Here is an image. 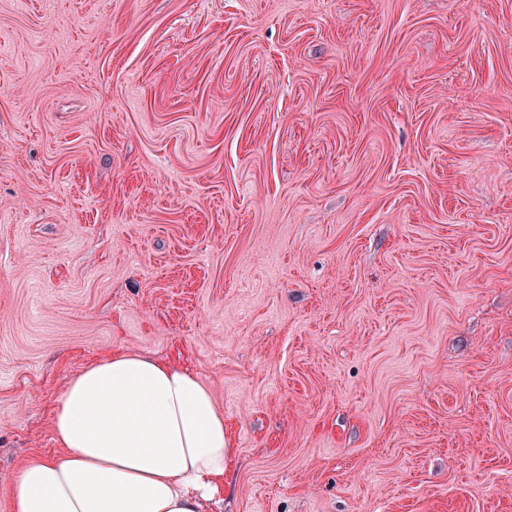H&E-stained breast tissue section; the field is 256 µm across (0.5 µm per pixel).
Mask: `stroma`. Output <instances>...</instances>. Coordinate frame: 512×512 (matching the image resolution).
Returning a JSON list of instances; mask_svg holds the SVG:
<instances>
[{"label": "stroma", "mask_w": 512, "mask_h": 512, "mask_svg": "<svg viewBox=\"0 0 512 512\" xmlns=\"http://www.w3.org/2000/svg\"><path fill=\"white\" fill-rule=\"evenodd\" d=\"M115 351L203 512H512V0H0V512Z\"/></svg>", "instance_id": "1"}]
</instances>
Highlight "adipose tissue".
Returning <instances> with one entry per match:
<instances>
[{
  "label": "adipose tissue",
  "instance_id": "ef3b65f1",
  "mask_svg": "<svg viewBox=\"0 0 512 512\" xmlns=\"http://www.w3.org/2000/svg\"><path fill=\"white\" fill-rule=\"evenodd\" d=\"M62 448L25 462L15 512H200L224 489V413L191 371L116 351L72 376L53 416Z\"/></svg>",
  "mask_w": 512,
  "mask_h": 512
}]
</instances>
